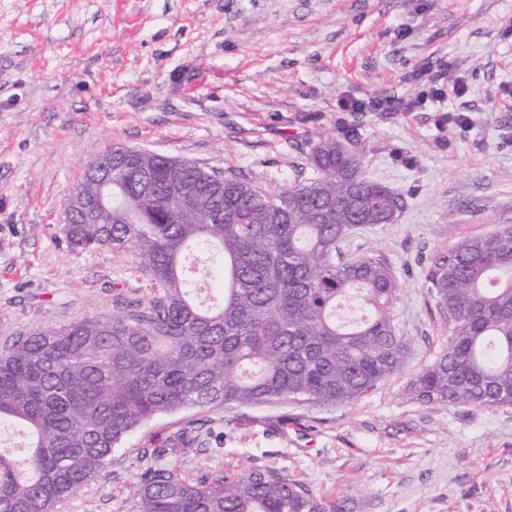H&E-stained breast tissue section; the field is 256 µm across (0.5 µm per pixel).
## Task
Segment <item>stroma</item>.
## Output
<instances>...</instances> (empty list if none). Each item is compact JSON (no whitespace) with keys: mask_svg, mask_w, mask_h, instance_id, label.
Instances as JSON below:
<instances>
[{"mask_svg":"<svg viewBox=\"0 0 512 512\" xmlns=\"http://www.w3.org/2000/svg\"><path fill=\"white\" fill-rule=\"evenodd\" d=\"M460 98L414 101L425 80ZM391 97L398 112H345ZM461 110L467 128L443 123ZM404 202L343 258L382 256L412 356L349 405L274 400L161 415L60 512H134L154 464L201 480L279 469L352 512H512V407L425 406L411 381L448 342L435 251L512 224V0H0V348L150 298L132 252L71 250L60 202L113 143L269 190L317 178V136ZM183 444L145 456L172 434Z\"/></svg>","mask_w":512,"mask_h":512,"instance_id":"1","label":"stroma"}]
</instances>
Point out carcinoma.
I'll list each match as a JSON object with an SVG mask.
<instances>
[{
  "instance_id": "cac0c4a2",
  "label": "carcinoma",
  "mask_w": 512,
  "mask_h": 512,
  "mask_svg": "<svg viewBox=\"0 0 512 512\" xmlns=\"http://www.w3.org/2000/svg\"><path fill=\"white\" fill-rule=\"evenodd\" d=\"M122 148L112 144V187L88 177L94 157L75 188L99 223L79 217L62 232L72 249L133 252L159 295L141 310L37 327L0 351V425L27 434L23 455L0 453V512H56L160 415L272 400L352 404L412 355L392 316L401 291L392 269L340 256L350 231L402 209L358 154L321 138L310 156L319 177L272 192ZM196 252L223 280L217 304L190 288ZM427 279L450 331L410 383L413 399L512 407V224L436 251ZM134 497L136 512H348L268 466L196 482L150 467Z\"/></svg>"
}]
</instances>
